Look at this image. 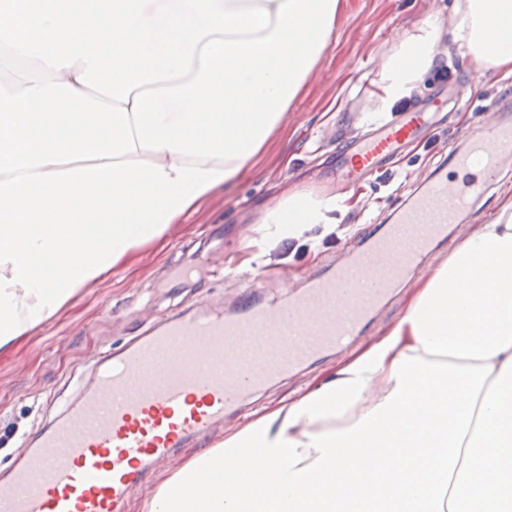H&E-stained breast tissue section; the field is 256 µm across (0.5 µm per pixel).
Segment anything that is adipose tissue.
Listing matches in <instances>:
<instances>
[{"label":"adipose tissue","mask_w":512,"mask_h":512,"mask_svg":"<svg viewBox=\"0 0 512 512\" xmlns=\"http://www.w3.org/2000/svg\"><path fill=\"white\" fill-rule=\"evenodd\" d=\"M341 7L0 0V352L244 174L335 41ZM453 34L512 77V0H461ZM433 41H400L380 111L411 96ZM340 209L293 192L261 221L298 236ZM247 448L261 456L239 464L236 491L191 462L141 512H512V199L379 341L203 456Z\"/></svg>","instance_id":"1"}]
</instances>
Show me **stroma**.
I'll list each match as a JSON object with an SVG mask.
<instances>
[{
	"label": "stroma",
	"mask_w": 512,
	"mask_h": 512,
	"mask_svg": "<svg viewBox=\"0 0 512 512\" xmlns=\"http://www.w3.org/2000/svg\"><path fill=\"white\" fill-rule=\"evenodd\" d=\"M342 3L335 44L242 178L173 225L164 244L146 245L139 261L84 289L57 318L0 354V469L9 465L24 439L59 414V401L73 399L77 380L92 378L93 357L172 316L191 314L202 302L233 304L242 291V276L251 272L260 274L265 299L287 302L317 268L344 259L370 226L389 222L417 188V176L429 174L445 151L460 146L461 125L484 124L487 102L512 98V77L460 56L451 39L459 0ZM424 25L436 28L433 53L447 63L453 78L442 81L437 67H430L409 99L410 108L426 110L434 100L451 99L458 80L471 83L472 95L439 112L437 125L400 156L359 186L348 187L338 170L337 150L373 128L369 116L379 105L383 66L399 41L417 35ZM286 192L333 195L347 211L331 231L315 227L297 238L273 237L260 219ZM508 197L512 186L489 195L482 209L464 216L447 246L412 273L363 336L249 399L225 417L208 447H217L256 413L324 378L391 327L404 314L412 290L435 273L453 247L490 223Z\"/></svg>",
	"instance_id": "obj_1"
}]
</instances>
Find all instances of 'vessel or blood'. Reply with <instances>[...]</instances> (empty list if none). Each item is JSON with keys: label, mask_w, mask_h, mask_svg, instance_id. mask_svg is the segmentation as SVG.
<instances>
[{"label": "vessel or blood", "mask_w": 512, "mask_h": 512, "mask_svg": "<svg viewBox=\"0 0 512 512\" xmlns=\"http://www.w3.org/2000/svg\"><path fill=\"white\" fill-rule=\"evenodd\" d=\"M486 115L394 223L311 275L288 304L263 303L248 287L234 312L207 305L98 359L77 399L0 471V512H125L155 468L208 438L247 399L362 336L451 224L505 185L512 101L492 100ZM428 118L408 112L354 141L340 159L347 177L399 156Z\"/></svg>", "instance_id": "1"}]
</instances>
